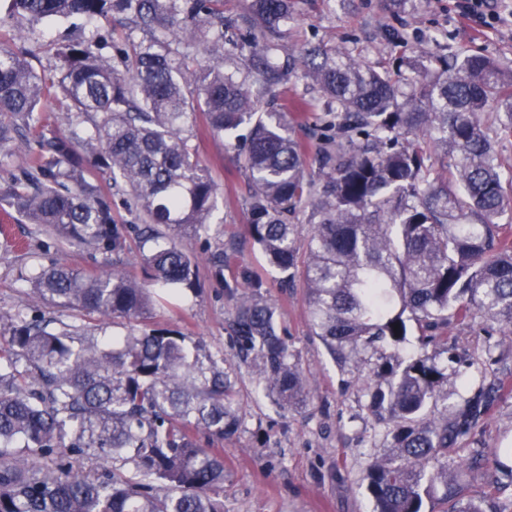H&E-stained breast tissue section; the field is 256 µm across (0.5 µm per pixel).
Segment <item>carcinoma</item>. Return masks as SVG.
<instances>
[{
	"label": "carcinoma",
	"instance_id": "carcinoma-1",
	"mask_svg": "<svg viewBox=\"0 0 512 512\" xmlns=\"http://www.w3.org/2000/svg\"><path fill=\"white\" fill-rule=\"evenodd\" d=\"M416 6L381 4L396 15ZM292 9L293 0H247L233 18L224 0H10L11 19L110 16L125 39L111 57L94 36L58 48L63 120L83 128L50 138L39 115L46 79L25 46L0 45V149L19 137L37 145L0 182V202L69 242L120 252L127 225L112 218L96 176L106 169L144 224L143 280L53 263L33 277V292L101 320L141 322L154 286H193L198 264L181 241L206 231L216 212L197 141L246 127L237 164L252 185L251 240L283 287L305 288L312 334L338 364L376 358L363 390L370 414L392 425L395 451L364 477L371 512H423L426 500L443 512H484L462 495L463 462L448 472V449L493 408L502 383L450 411L441 395L448 365L429 349L448 346L453 321L512 336V236L499 223L512 173L495 150L512 135V68L466 50L427 56L431 68L410 61V75L395 79L336 45L283 56ZM198 53L207 57L200 67ZM292 77L307 80L329 116L312 130V154L275 108ZM439 149L454 159L444 177L432 176ZM299 212L311 225L303 245ZM264 288L248 267L224 283L232 343L265 394L289 409L309 390ZM82 335L40 314L0 327V512H224L223 453L201 444L237 429L224 369L174 329L144 324L110 346L75 345ZM84 455L112 460V470H74L70 458Z\"/></svg>",
	"mask_w": 512,
	"mask_h": 512
}]
</instances>
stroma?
Instances as JSON below:
<instances>
[{
	"label": "stroma",
	"mask_w": 512,
	"mask_h": 512,
	"mask_svg": "<svg viewBox=\"0 0 512 512\" xmlns=\"http://www.w3.org/2000/svg\"><path fill=\"white\" fill-rule=\"evenodd\" d=\"M0 8V44H13L18 29H28L27 48L34 68L47 77L59 75L56 52L67 38L92 29L107 31L110 21L91 26L79 18L28 25L6 19ZM324 41L344 46L367 63L420 59L422 52L452 54L476 51L512 68V23L476 28L462 17L454 0H420L415 13L398 18L381 10L378 0H294L293 17L283 28L284 49ZM199 154L217 185L215 221L206 233L184 239L183 248L198 263L194 289L165 294L148 325L177 329L189 344L202 345L224 362L234 385L239 429L221 441L224 454V512H371L372 502L361 484L367 467L392 451V428L372 418L361 394L367 369L338 366L320 340L312 336L303 288L283 289L247 234L249 186L222 138L199 140ZM0 315L43 313L55 329L83 326L89 340L102 343L123 336L130 323L117 318L100 323L73 309L37 304L31 277L56 262L86 271L119 269L140 277L138 238L128 235L126 247L114 253L57 238L44 226L27 223L0 204ZM228 253L223 273H216L214 255ZM240 266L259 272L276 309L279 328L289 336L294 359L307 380L309 398L303 405L277 410L256 386L254 368L235 355L224 284ZM448 343L461 361L444 388L455 404L482 379L503 380L506 389L493 409L475 427L468 448L484 451L490 468L462 477L464 494L484 498L486 512H512V342L496 350L501 361L486 359V336L468 325L448 327Z\"/></svg>",
	"instance_id": "stroma-1"
}]
</instances>
